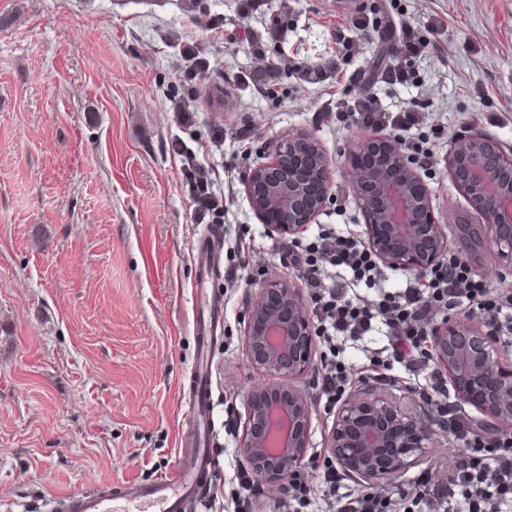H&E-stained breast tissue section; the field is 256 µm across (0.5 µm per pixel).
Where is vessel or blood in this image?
<instances>
[{
  "instance_id": "b4317fda",
  "label": "vessel or blood",
  "mask_w": 512,
  "mask_h": 512,
  "mask_svg": "<svg viewBox=\"0 0 512 512\" xmlns=\"http://www.w3.org/2000/svg\"><path fill=\"white\" fill-rule=\"evenodd\" d=\"M222 305L205 283L193 290L195 361L188 379V414L194 429L191 444L181 446L176 466L165 475L140 482L77 492L68 512H186L203 497L208 474L209 403L212 393V342L221 323Z\"/></svg>"
}]
</instances>
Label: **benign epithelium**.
Wrapping results in <instances>:
<instances>
[{
    "label": "benign epithelium",
    "instance_id": "benign-epithelium-1",
    "mask_svg": "<svg viewBox=\"0 0 512 512\" xmlns=\"http://www.w3.org/2000/svg\"><path fill=\"white\" fill-rule=\"evenodd\" d=\"M269 161L249 169L243 185L274 237L294 238L316 222L333 180L332 162L314 139L291 133L272 143ZM353 194L365 244L385 265L423 274L446 256L448 239L431 192L393 137L363 136L349 146ZM452 182L489 230V253L512 269V156L483 134L455 139L446 158ZM250 363L271 378L251 390L239 452L263 482L283 486L303 467L315 398L297 385L314 371L315 326L301 289L263 282L245 327ZM430 346L458 402L492 426L487 441L512 431V348L487 321L445 319L431 326ZM437 420L402 405L390 390L362 387L340 402L329 439L331 458L366 486H385L433 447Z\"/></svg>",
    "mask_w": 512,
    "mask_h": 512
}]
</instances>
